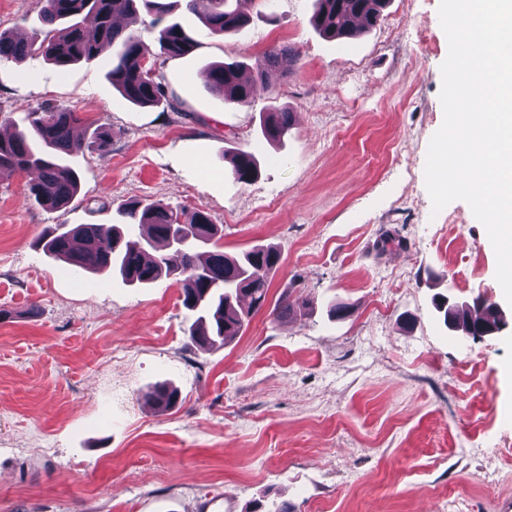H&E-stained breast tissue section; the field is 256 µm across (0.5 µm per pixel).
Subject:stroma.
I'll return each instance as SVG.
<instances>
[{
  "label": "stroma",
  "mask_w": 512,
  "mask_h": 512,
  "mask_svg": "<svg viewBox=\"0 0 512 512\" xmlns=\"http://www.w3.org/2000/svg\"><path fill=\"white\" fill-rule=\"evenodd\" d=\"M438 6L390 0L375 27L337 41L312 26L315 0H249L248 25L224 38L180 8L195 41L180 57L139 13L131 27L170 92L160 107L123 100L108 55L0 63V130L64 106L112 134L106 151L69 157L80 189L65 208L38 205L30 175L0 177V512H512V306L469 205L433 213L424 181L443 122ZM38 25L36 0H0V32ZM283 45L300 60L268 75L271 93L227 105L210 92L211 64L250 68ZM276 105L293 122L271 144L260 122ZM237 148L258 160L251 183L224 158ZM135 199L205 209L227 253L275 246L268 300L289 292L307 315L263 308L202 352L171 280L70 274L37 245L49 225L111 230ZM437 293L494 302L507 325L454 335ZM161 384L180 393L163 413L144 399Z\"/></svg>",
  "instance_id": "35a3bbf8"
}]
</instances>
